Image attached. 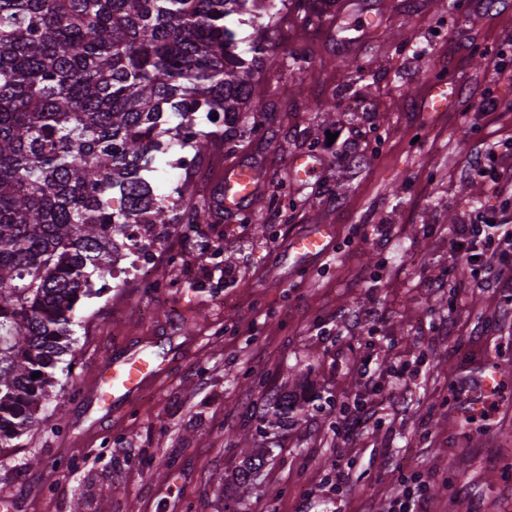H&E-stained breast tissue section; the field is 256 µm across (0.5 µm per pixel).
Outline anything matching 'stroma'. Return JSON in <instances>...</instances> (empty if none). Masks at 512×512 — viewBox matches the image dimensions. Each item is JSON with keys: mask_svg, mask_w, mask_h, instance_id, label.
<instances>
[{"mask_svg": "<svg viewBox=\"0 0 512 512\" xmlns=\"http://www.w3.org/2000/svg\"><path fill=\"white\" fill-rule=\"evenodd\" d=\"M337 2L321 27L287 10L268 29L237 26L243 40L282 47L260 73L273 108L234 153L211 150L186 194L216 198L225 168L242 163L260 171L258 194L241 212L214 209L211 250L173 231L143 252L167 291L113 279L81 300L47 403L62 425L34 427L0 455L11 512H73L89 484L108 481L118 491L107 512H225L240 463L227 438L254 429L282 388L303 407L243 512H392L406 489L422 494L424 512H512V263L476 286L448 235L468 210L512 204V182L496 189L467 172L469 154L493 146L512 175V72L493 76L488 55L512 44V0ZM296 52L309 59L299 80L288 71ZM358 53L368 66L353 82L345 66ZM436 81L456 86L443 112L428 105ZM316 94L335 99L332 123L308 110ZM490 95L504 107L478 110ZM299 156L314 165L304 179L290 172ZM279 186L285 196L270 206ZM315 224L331 230L328 255L293 264L289 240ZM137 348L163 371L104 416L93 369ZM478 362L504 370L483 429L457 417L459 373ZM357 406L374 419L348 444L339 428Z\"/></svg>", "mask_w": 512, "mask_h": 512, "instance_id": "obj_1", "label": "stroma"}]
</instances>
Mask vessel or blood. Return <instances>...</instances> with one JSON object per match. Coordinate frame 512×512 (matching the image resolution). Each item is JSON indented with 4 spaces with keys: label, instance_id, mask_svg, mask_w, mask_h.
I'll return each instance as SVG.
<instances>
[{
    "label": "vessel or blood",
    "instance_id": "b4317fda",
    "mask_svg": "<svg viewBox=\"0 0 512 512\" xmlns=\"http://www.w3.org/2000/svg\"><path fill=\"white\" fill-rule=\"evenodd\" d=\"M259 177L256 170L246 165L226 168L222 185L224 207L239 210L257 195ZM329 232L318 226L297 235L290 243V250L297 261L310 263L325 257L329 252ZM162 371L161 364L140 350H130L99 363L94 369V397L104 409L124 404L137 395Z\"/></svg>",
    "mask_w": 512,
    "mask_h": 512
}]
</instances>
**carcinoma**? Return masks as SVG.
<instances>
[{"label": "carcinoma", "mask_w": 512, "mask_h": 512, "mask_svg": "<svg viewBox=\"0 0 512 512\" xmlns=\"http://www.w3.org/2000/svg\"><path fill=\"white\" fill-rule=\"evenodd\" d=\"M264 2L0 0V453L42 421L77 304L126 245L140 253L177 224L209 223L206 202L145 173L216 142L232 151L262 127L265 43L241 48L231 19L255 23ZM308 2L280 0L322 21ZM294 411L276 392L258 436L231 443L244 456L237 494L255 488Z\"/></svg>", "instance_id": "cac0c4a2"}]
</instances>
